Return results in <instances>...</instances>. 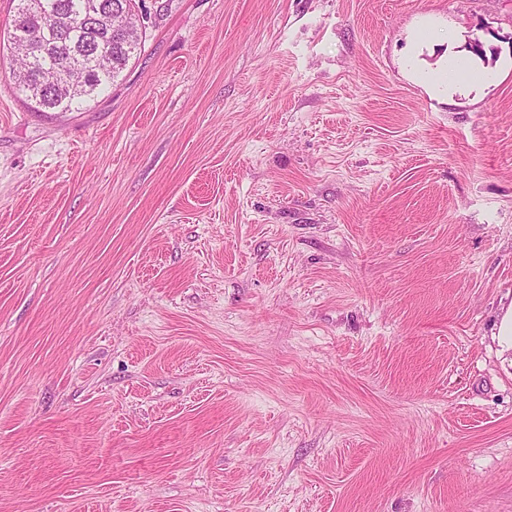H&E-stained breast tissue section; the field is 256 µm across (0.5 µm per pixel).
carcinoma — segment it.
Here are the masks:
<instances>
[{
  "label": "carcinoma",
  "mask_w": 512,
  "mask_h": 512,
  "mask_svg": "<svg viewBox=\"0 0 512 512\" xmlns=\"http://www.w3.org/2000/svg\"><path fill=\"white\" fill-rule=\"evenodd\" d=\"M43 15L26 14L17 8L7 42L25 36L34 47L35 67L17 57L11 79L36 112H68L73 104L90 98L111 83L127 66L140 40H121L107 25L95 36L79 22L82 0H47Z\"/></svg>",
  "instance_id": "1"
}]
</instances>
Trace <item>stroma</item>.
I'll list each match as a JSON object with an SVG mask.
<instances>
[{
	"mask_svg": "<svg viewBox=\"0 0 512 512\" xmlns=\"http://www.w3.org/2000/svg\"><path fill=\"white\" fill-rule=\"evenodd\" d=\"M144 5L0 50V512H512V0ZM20 1L12 29L8 31L7 49L11 50L15 39L25 36L34 47L32 58H38L40 65L35 67L31 64L32 59L28 61L22 55L17 56V65L10 76L19 90L25 93L26 100L35 103L34 106L30 104L35 112H68L73 104L91 98L101 86L112 83L141 44L138 38L128 41L112 35L113 32L125 30L112 28L111 31L107 23L100 25L107 16L101 0H85L83 4L84 26L94 30L100 25L94 37H90L79 22L84 0H46L50 6L42 16L34 15L42 13V0H26L24 8L32 14L22 11ZM62 17L67 19L68 29L60 34L56 27ZM100 49L109 53V64L97 69L91 63L85 81L73 91L61 95L51 88H41L40 75L44 69H64L76 57L93 59Z\"/></svg>",
	"mask_w": 512,
	"mask_h": 512,
	"instance_id": "35a3bbf8",
	"label": "stroma"
}]
</instances>
